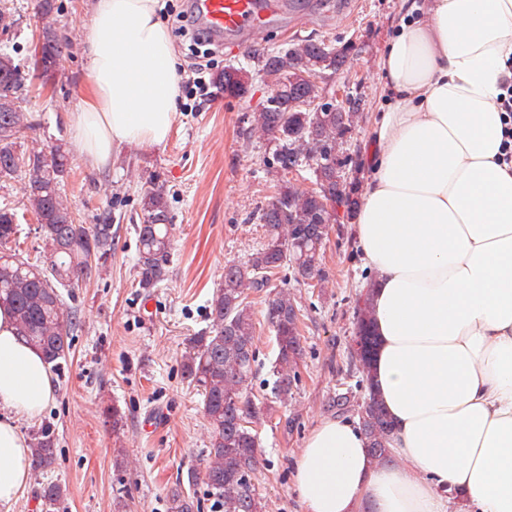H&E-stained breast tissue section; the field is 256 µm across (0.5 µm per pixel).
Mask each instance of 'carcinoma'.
<instances>
[{
    "instance_id": "obj_1",
    "label": "carcinoma",
    "mask_w": 512,
    "mask_h": 512,
    "mask_svg": "<svg viewBox=\"0 0 512 512\" xmlns=\"http://www.w3.org/2000/svg\"><path fill=\"white\" fill-rule=\"evenodd\" d=\"M58 10L57 0H36L35 28L46 34L41 61L27 66L16 61L8 47H0V180L20 175L27 178L29 208L39 224L44 252L51 254L48 264L21 257L16 210L8 202L0 204V306L12 311L17 334L55 368L67 359L78 326L76 311L66 309L61 289L79 287V282L91 277L98 262L112 253V225L78 223L60 196V184L71 170L68 149L55 144L51 160H46V149L37 138L40 124L19 104L7 101L10 89L31 84L69 54L70 44L59 40L54 28ZM346 59V49L313 38L299 39L257 58L258 71L274 92V105L244 116L239 135L250 142L281 133L267 161L279 188L253 214L264 228L265 244L247 261L224 265V283L209 306L210 326L186 344L182 376L202 396L211 441L205 458L187 470V482L177 481L167 493L168 512H200L198 499L185 490V485L193 486L200 479L213 500L214 512H263L265 508L253 483L259 443L248 424L260 420L273 405L288 402L302 356L301 319L288 287L281 286L265 311L278 348L272 400L258 404L250 387L256 326L246 292L263 291L269 287L270 276L286 267L297 281L321 277L329 224L335 221L336 203L346 198L336 181L344 161L327 155V149L348 132L358 108L319 114L305 111L302 103L320 98L323 89L300 76L312 71L335 74ZM298 161L321 175V189L313 193L301 190L287 179L288 167ZM140 206L142 222L135 225V232L141 284L154 288L168 274L173 222L164 183L158 178L146 180ZM355 315L359 348L352 359L360 380L331 396L329 408L338 416L357 415L372 456L385 464L389 462L386 439L390 420L371 384L378 339L371 328L370 293L361 295ZM55 454L54 434L48 429L40 431L32 442L33 468L47 470L54 464ZM42 498L54 507L63 498V490L49 482L42 488Z\"/></svg>"
}]
</instances>
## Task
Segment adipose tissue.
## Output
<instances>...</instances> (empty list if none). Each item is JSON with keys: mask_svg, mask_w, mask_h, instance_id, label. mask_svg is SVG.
<instances>
[{"mask_svg": "<svg viewBox=\"0 0 512 512\" xmlns=\"http://www.w3.org/2000/svg\"><path fill=\"white\" fill-rule=\"evenodd\" d=\"M71 115L96 169L170 134L180 80L157 0H97ZM355 235L375 271L374 390L390 464L357 424L308 434L293 481L305 512H512V163L499 97L512 83V0H410L382 64ZM54 393L49 365L0 308V506L28 485L19 417Z\"/></svg>", "mask_w": 512, "mask_h": 512, "instance_id": "ef3b65f1", "label": "adipose tissue"}]
</instances>
